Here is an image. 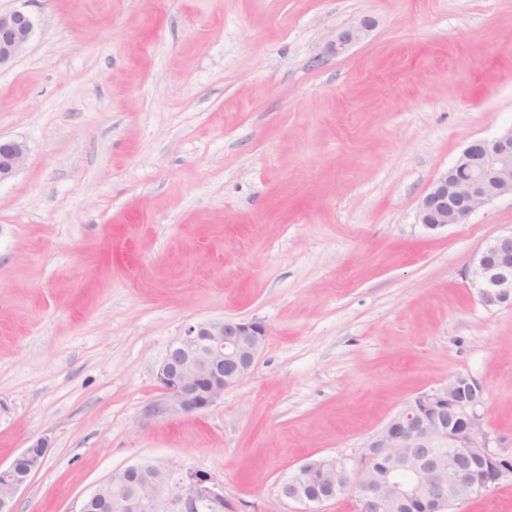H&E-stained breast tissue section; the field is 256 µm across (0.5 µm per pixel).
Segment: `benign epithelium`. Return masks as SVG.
<instances>
[{
  "mask_svg": "<svg viewBox=\"0 0 512 512\" xmlns=\"http://www.w3.org/2000/svg\"><path fill=\"white\" fill-rule=\"evenodd\" d=\"M374 23L364 19L341 31L330 48L340 54L365 39ZM35 31L22 10H0V68L24 51ZM28 157L25 143L0 137V184L15 177ZM512 195V127L493 139L471 141L439 172L418 206L429 232L462 224L477 209ZM468 288L487 308L512 304V230L488 238L470 257ZM268 329L253 319H210L188 326L156 367L163 395L148 416L170 419L202 413L251 373ZM486 390L467 373L417 395L369 441L357 458H309L280 484L282 499L320 512L348 494L357 512H452L466 499L490 493L512 478V457L497 449L484 429ZM49 441L39 438L0 467V512H14L19 490L42 466ZM136 493L112 504L110 485ZM236 512L224 487L204 471L170 462L139 461L113 472L87 494L76 512Z\"/></svg>",
  "mask_w": 512,
  "mask_h": 512,
  "instance_id": "obj_1",
  "label": "benign epithelium"
}]
</instances>
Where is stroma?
<instances>
[{
  "label": "stroma",
  "mask_w": 512,
  "mask_h": 512,
  "mask_svg": "<svg viewBox=\"0 0 512 512\" xmlns=\"http://www.w3.org/2000/svg\"><path fill=\"white\" fill-rule=\"evenodd\" d=\"M35 34L0 68V464L50 442L17 512H76L113 471L209 473L242 512H295L306 458L359 456L468 373L512 440V306L467 264L512 196L436 233L434 177L512 127V0H0ZM373 20L336 54L337 32ZM268 328L211 409L148 417L171 341ZM28 157L25 143L0 137V184L15 177Z\"/></svg>",
  "instance_id": "35a3bbf8"
}]
</instances>
